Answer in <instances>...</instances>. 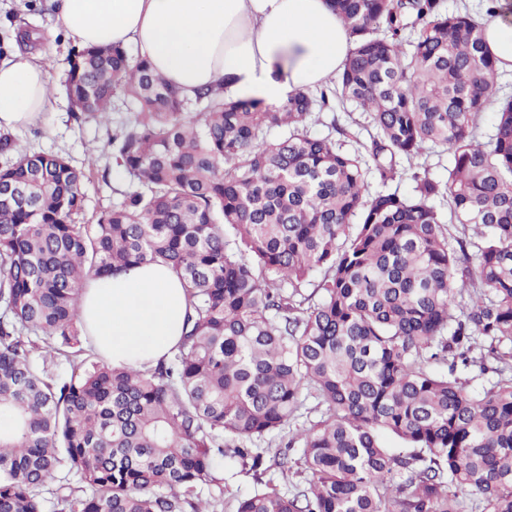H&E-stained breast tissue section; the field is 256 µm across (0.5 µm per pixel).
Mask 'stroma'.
<instances>
[{
	"label": "stroma",
	"instance_id": "35a3bbf8",
	"mask_svg": "<svg viewBox=\"0 0 512 512\" xmlns=\"http://www.w3.org/2000/svg\"><path fill=\"white\" fill-rule=\"evenodd\" d=\"M18 29L34 33L24 51L26 57L50 60L55 103L44 122L14 131L13 136L28 150L65 156L84 171V204L78 221L97 223L101 214L120 200L127 186L115 167L109 141L130 114L118 106L103 119L75 116L63 84L67 58L75 43L60 23L55 0H0V35ZM337 125L352 131V138L345 142L350 150L368 144L374 132L367 113L339 104L314 112L309 121L311 132L320 137L333 136Z\"/></svg>",
	"mask_w": 512,
	"mask_h": 512
}]
</instances>
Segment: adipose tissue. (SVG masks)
Wrapping results in <instances>:
<instances>
[{
  "label": "adipose tissue",
  "instance_id": "ef3b65f1",
  "mask_svg": "<svg viewBox=\"0 0 512 512\" xmlns=\"http://www.w3.org/2000/svg\"><path fill=\"white\" fill-rule=\"evenodd\" d=\"M80 46L129 43L183 94L220 85L266 104L338 75L351 47L330 0H59ZM50 66L0 60V129L39 122L52 107ZM187 313L181 280L146 263L88 280L79 317L113 365H156L178 345Z\"/></svg>",
  "mask_w": 512,
  "mask_h": 512
}]
</instances>
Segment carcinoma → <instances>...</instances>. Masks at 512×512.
I'll return each instance as SVG.
<instances>
[{"instance_id": "1", "label": "carcinoma", "mask_w": 512, "mask_h": 512, "mask_svg": "<svg viewBox=\"0 0 512 512\" xmlns=\"http://www.w3.org/2000/svg\"><path fill=\"white\" fill-rule=\"evenodd\" d=\"M331 3L353 40L336 84L279 107L73 50L79 114H134L112 136L128 189L95 224L75 221L83 171L0 133V512H46L48 486L53 512H222L226 467L259 485L232 512H458L462 490L512 512V98L489 93L481 14ZM336 100L369 113L364 150L311 134ZM430 151L446 180L366 196ZM142 263L182 281L185 331L159 366L116 368L85 346L82 290ZM310 397L294 471L259 443ZM273 469L304 480L285 493Z\"/></svg>"}]
</instances>
